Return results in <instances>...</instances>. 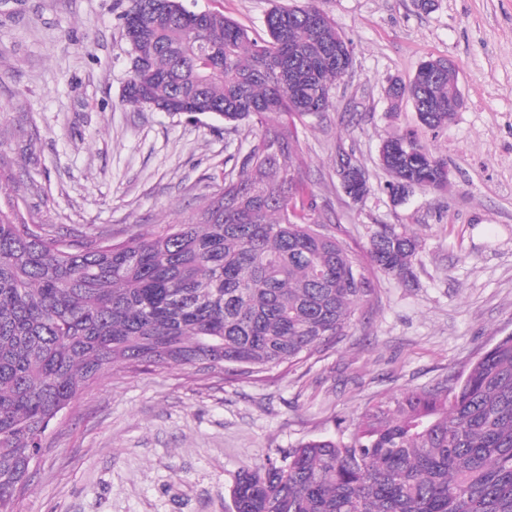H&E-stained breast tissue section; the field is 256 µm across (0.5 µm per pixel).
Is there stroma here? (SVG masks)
<instances>
[{"label": "stroma", "instance_id": "35a3bbf8", "mask_svg": "<svg viewBox=\"0 0 512 512\" xmlns=\"http://www.w3.org/2000/svg\"><path fill=\"white\" fill-rule=\"evenodd\" d=\"M302 0H185L267 37L265 18ZM353 47L328 112L297 119L303 176L359 255L370 305L345 339L258 380L192 366L115 368L47 432L15 512H233L238 475L289 449L336 438L371 407L451 384L512 333V0H318ZM129 0H0V207L28 224L119 243L190 217L224 178L241 136L223 121L128 105ZM451 60L463 104L423 127L391 110L389 80ZM415 132L448 162V191L395 202L382 140ZM369 176L353 201L339 157ZM413 232V276L372 264L376 225Z\"/></svg>", "mask_w": 512, "mask_h": 512}]
</instances>
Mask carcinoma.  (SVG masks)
I'll use <instances>...</instances> for the list:
<instances>
[{
	"label": "carcinoma",
	"instance_id": "cac0c4a2",
	"mask_svg": "<svg viewBox=\"0 0 512 512\" xmlns=\"http://www.w3.org/2000/svg\"><path fill=\"white\" fill-rule=\"evenodd\" d=\"M165 0H130L125 101L169 112L201 109L237 132L224 182L196 217L110 244L69 240L0 211V512L28 480L29 455L78 392L119 363L198 365L239 378L293 366L339 341L372 288L360 260L309 195L288 119L324 112L353 66L351 42L317 0L275 8L258 42L215 15ZM423 61L386 88L428 129L462 104L455 67ZM390 190H444L447 162L412 132L381 143ZM415 236L373 231L380 271L406 279ZM234 512H512V335L450 387L409 392L369 409L353 431L311 440L284 463L239 474Z\"/></svg>",
	"mask_w": 512,
	"mask_h": 512
}]
</instances>
